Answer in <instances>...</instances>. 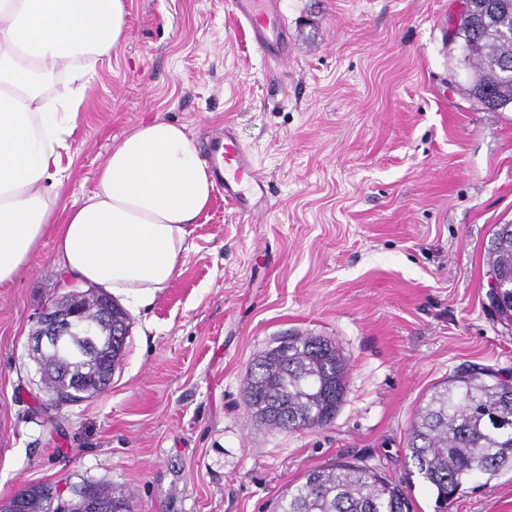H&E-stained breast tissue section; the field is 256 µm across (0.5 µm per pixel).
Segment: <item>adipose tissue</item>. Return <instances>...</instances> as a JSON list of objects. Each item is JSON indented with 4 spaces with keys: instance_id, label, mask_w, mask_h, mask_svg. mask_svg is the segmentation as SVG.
Listing matches in <instances>:
<instances>
[{
    "instance_id": "1",
    "label": "adipose tissue",
    "mask_w": 512,
    "mask_h": 512,
    "mask_svg": "<svg viewBox=\"0 0 512 512\" xmlns=\"http://www.w3.org/2000/svg\"><path fill=\"white\" fill-rule=\"evenodd\" d=\"M127 0H0V286L46 237L64 276L153 298L177 275L187 227L214 183L183 125L153 120L115 143L94 189L60 208L61 152L73 134L88 64L126 40ZM64 76L65 97L43 90Z\"/></svg>"
}]
</instances>
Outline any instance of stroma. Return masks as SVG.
I'll return each instance as SVG.
<instances>
[{
  "label": "stroma",
  "instance_id": "obj_1",
  "mask_svg": "<svg viewBox=\"0 0 512 512\" xmlns=\"http://www.w3.org/2000/svg\"><path fill=\"white\" fill-rule=\"evenodd\" d=\"M298 53L280 78L227 0H128V37L88 76L61 165L70 203L142 123L194 141L231 122L276 206L248 220L213 194L178 275L118 297L130 333L107 390L46 414L32 335L65 290L53 238L0 287V501L23 485L89 481L137 512H274L339 460L409 479L417 408L464 366L512 370L491 315L487 246L512 224V112L449 83L456 0H285ZM291 332L349 361L335 419L270 429L244 401L252 364ZM449 512H512V473L464 483Z\"/></svg>",
  "mask_w": 512,
  "mask_h": 512
}]
</instances>
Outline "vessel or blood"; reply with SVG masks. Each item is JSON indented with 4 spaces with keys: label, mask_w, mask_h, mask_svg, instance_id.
<instances>
[{
    "label": "vessel or blood",
    "mask_w": 512,
    "mask_h": 512,
    "mask_svg": "<svg viewBox=\"0 0 512 512\" xmlns=\"http://www.w3.org/2000/svg\"><path fill=\"white\" fill-rule=\"evenodd\" d=\"M242 31L266 62L285 65L295 49L283 0H229ZM206 157L216 185L237 213L250 217L268 208L269 186L232 126L211 132Z\"/></svg>",
    "instance_id": "b4317fda"
}]
</instances>
